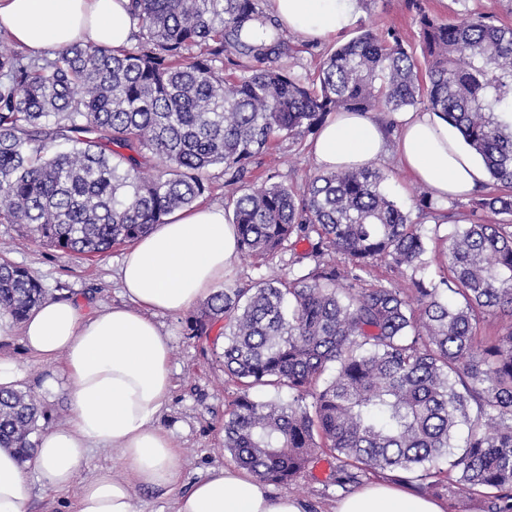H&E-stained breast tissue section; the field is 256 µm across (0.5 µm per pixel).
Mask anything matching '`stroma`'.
Listing matches in <instances>:
<instances>
[{
  "instance_id": "obj_1",
  "label": "stroma",
  "mask_w": 512,
  "mask_h": 512,
  "mask_svg": "<svg viewBox=\"0 0 512 512\" xmlns=\"http://www.w3.org/2000/svg\"><path fill=\"white\" fill-rule=\"evenodd\" d=\"M422 10L454 23L473 15L490 14L498 23L512 26V0H361L359 19L350 29L317 43L293 36V51L284 64L299 76L313 74L320 61L337 45L370 29L379 33L398 32L416 64L424 65L418 27V13ZM312 140L308 134L293 141L275 142L252 164L250 185L261 186L267 177L273 176L293 191L303 192L309 179L319 171L311 153ZM377 166L387 175L385 190L389 196L408 211L412 222L424 227L428 251L421 277L438 279L445 262L443 239L455 228L472 222L498 224L506 220L505 215L490 211L473 212L467 196L434 201L432 212L422 213L414 205L422 186L401 171L397 157L388 155L378 160ZM0 242L7 247L6 258L29 269L47 289L49 297H56L57 288L62 285L66 296L99 308L121 299L118 271L124 247L80 259L68 257L39 244L17 224H0ZM191 317L187 311L159 318L164 331L171 336L174 389L169 410L158 424L174 436L181 448L184 483L188 486L210 468L232 465L231 455L224 450L223 427L225 413L237 392L236 385L224 379L220 361L223 338L192 336ZM0 355L13 360L23 371L24 390L33 392L40 401L43 411L38 421L40 431H47L69 417L61 361H40L16 337L0 344ZM330 460V454H318L296 481L287 486L271 485V492L299 498L306 512H334L344 491L327 481ZM25 482L28 488L25 512H42L48 496L55 497L59 512H72L77 488L52 493L45 479L33 470L27 471Z\"/></svg>"
}]
</instances>
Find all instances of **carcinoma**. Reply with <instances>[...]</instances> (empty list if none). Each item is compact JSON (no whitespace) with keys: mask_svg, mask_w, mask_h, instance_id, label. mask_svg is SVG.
<instances>
[{"mask_svg":"<svg viewBox=\"0 0 512 512\" xmlns=\"http://www.w3.org/2000/svg\"><path fill=\"white\" fill-rule=\"evenodd\" d=\"M260 2L130 0L135 45H74L53 59L0 39V223L66 256L105 253L195 207L216 166L237 184L271 142L333 112L421 104L509 189L478 196L473 211L512 216V26L423 12L425 75L397 33L367 30L310 79L280 64L290 43L277 26L247 33L266 24ZM58 142L68 149L53 151ZM386 179L368 164L317 174L300 194L272 182L233 200L242 254L265 262L300 240L310 250L286 278L224 284L190 320L199 338L224 323V372L238 386L224 448L265 483L292 482L325 448L343 489L389 471L421 493L512 512V222L456 228L446 276L417 278L426 235ZM378 260L413 273L410 287L365 283ZM46 296L27 268L0 262L1 315L22 320ZM497 313L509 317L503 332L482 335ZM265 386L293 399L251 394ZM39 416L30 392L0 390V447L31 456Z\"/></svg>","mask_w":512,"mask_h":512,"instance_id":"1","label":"carcinoma"}]
</instances>
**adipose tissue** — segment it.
<instances>
[{
  "label": "adipose tissue",
  "instance_id": "obj_1",
  "mask_svg": "<svg viewBox=\"0 0 512 512\" xmlns=\"http://www.w3.org/2000/svg\"><path fill=\"white\" fill-rule=\"evenodd\" d=\"M129 0H0V28L40 55L75 44L119 48L132 25ZM282 28L320 42L354 25L357 0H268ZM396 146L359 112L330 114L312 143L326 170H355L396 152L401 165L436 199L468 194L487 180L482 163L455 129L427 112H406ZM237 257L236 232L215 206L183 211L128 248L119 277L122 304L91 310L75 299H48L20 329L0 318V338L19 333L26 349L62 360L71 415L42 435L34 455L20 460L0 448V512H24V475L40 472L55 490L78 486L76 512H138L134 490L160 488L172 512H303L296 497L271 494L245 469H213L183 490L180 449L157 426L174 388L170 338L161 313L192 309L223 284ZM115 450L120 466L86 479L78 474L88 449ZM335 512H444L433 499L384 483L339 500Z\"/></svg>",
  "mask_w": 512,
  "mask_h": 512
}]
</instances>
